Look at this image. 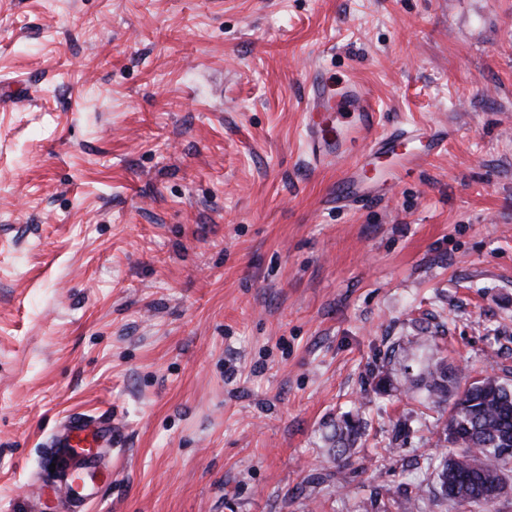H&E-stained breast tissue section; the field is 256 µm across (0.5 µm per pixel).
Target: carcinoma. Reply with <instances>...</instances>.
<instances>
[{
  "mask_svg": "<svg viewBox=\"0 0 512 512\" xmlns=\"http://www.w3.org/2000/svg\"><path fill=\"white\" fill-rule=\"evenodd\" d=\"M460 373L437 363L418 380L430 402L450 403L442 427L449 452L438 455L433 479L450 501L488 505L512 495V385L486 373L461 390ZM358 438L357 421L344 418L329 437L334 459L349 457Z\"/></svg>",
  "mask_w": 512,
  "mask_h": 512,
  "instance_id": "obj_1",
  "label": "carcinoma"
}]
</instances>
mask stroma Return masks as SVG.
<instances>
[{
    "label": "stroma",
    "mask_w": 512,
    "mask_h": 512,
    "mask_svg": "<svg viewBox=\"0 0 512 512\" xmlns=\"http://www.w3.org/2000/svg\"><path fill=\"white\" fill-rule=\"evenodd\" d=\"M317 72L447 146L326 209ZM440 360L512 384V0H0V512L105 409L86 512H512L432 483ZM360 438L359 425L352 417L344 418L340 424L336 425L334 433L329 437L334 459H344L350 456V450Z\"/></svg>",
    "instance_id": "1"
}]
</instances>
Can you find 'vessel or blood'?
<instances>
[{
	"instance_id": "b4317fda",
	"label": "vessel or blood",
	"mask_w": 512,
	"mask_h": 512,
	"mask_svg": "<svg viewBox=\"0 0 512 512\" xmlns=\"http://www.w3.org/2000/svg\"><path fill=\"white\" fill-rule=\"evenodd\" d=\"M304 151L311 167H338L340 174L327 201L351 208L371 201L366 186L373 159L388 157L395 172L424 166L448 143L447 125L383 128L371 94L352 77L339 80L319 73L304 95ZM116 428L103 413H73L63 419L46 441L44 465L53 466L54 512H83L85 502L112 482V453Z\"/></svg>"
}]
</instances>
